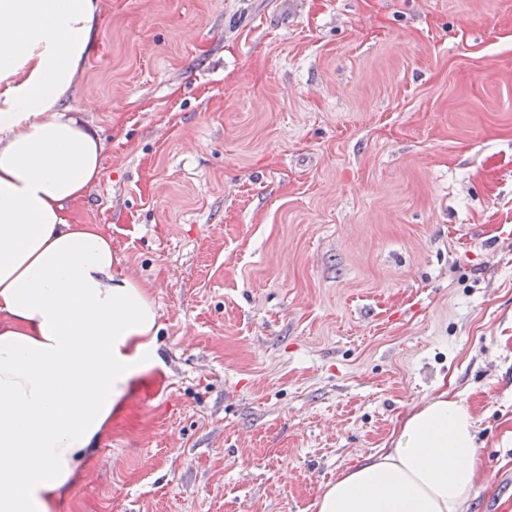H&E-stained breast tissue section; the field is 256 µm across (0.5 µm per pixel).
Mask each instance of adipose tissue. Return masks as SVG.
<instances>
[{"label":"adipose tissue","instance_id":"obj_1","mask_svg":"<svg viewBox=\"0 0 512 512\" xmlns=\"http://www.w3.org/2000/svg\"><path fill=\"white\" fill-rule=\"evenodd\" d=\"M101 0H0V512H54L130 384L160 362L148 289L69 204L102 175L96 129L64 107ZM475 417L442 391L314 512H465L486 480Z\"/></svg>","mask_w":512,"mask_h":512}]
</instances>
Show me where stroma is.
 Wrapping results in <instances>:
<instances>
[{
	"label": "stroma",
	"mask_w": 512,
	"mask_h": 512,
	"mask_svg": "<svg viewBox=\"0 0 512 512\" xmlns=\"http://www.w3.org/2000/svg\"><path fill=\"white\" fill-rule=\"evenodd\" d=\"M68 208L157 306L55 512H313L422 396L512 486V0H101Z\"/></svg>",
	"instance_id": "stroma-1"
}]
</instances>
